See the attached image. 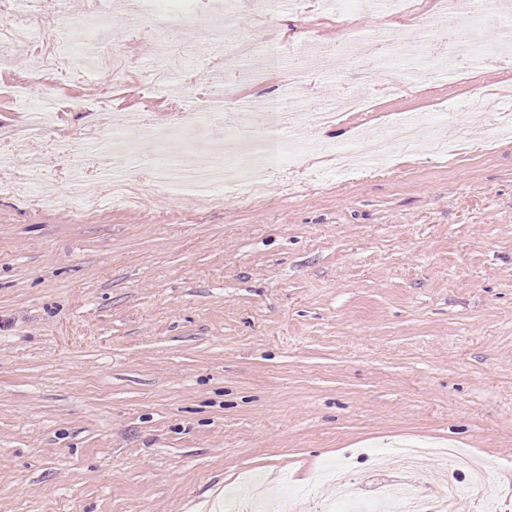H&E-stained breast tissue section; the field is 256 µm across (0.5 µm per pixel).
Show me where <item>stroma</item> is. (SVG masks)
I'll list each match as a JSON object with an SVG mask.
<instances>
[{"label":"stroma","instance_id":"35a3bbf8","mask_svg":"<svg viewBox=\"0 0 512 512\" xmlns=\"http://www.w3.org/2000/svg\"><path fill=\"white\" fill-rule=\"evenodd\" d=\"M323 40L392 46L418 20L349 8L317 17ZM267 102L280 68L266 35L298 44V13L245 10ZM123 68L88 81L36 70L31 51L0 66V127L53 113L47 138L13 148L18 191L0 195V512H217L258 473L265 491L302 484L353 454L373 489L377 463L404 445L468 449L491 470L483 494L512 512V133L468 111L476 91L512 85V63L381 90L406 67L359 79L373 112L316 126L303 170L272 169L244 208L155 193L149 206L85 215L50 167L28 191L24 160L68 137L108 139L113 117L161 127L170 99L144 89L158 66L151 34L114 12ZM219 61L189 52L192 98L217 97ZM485 128L492 151L460 154L455 119ZM400 112L442 122L447 153L395 160L389 173L338 171L335 149L374 151Z\"/></svg>","mask_w":512,"mask_h":512}]
</instances>
